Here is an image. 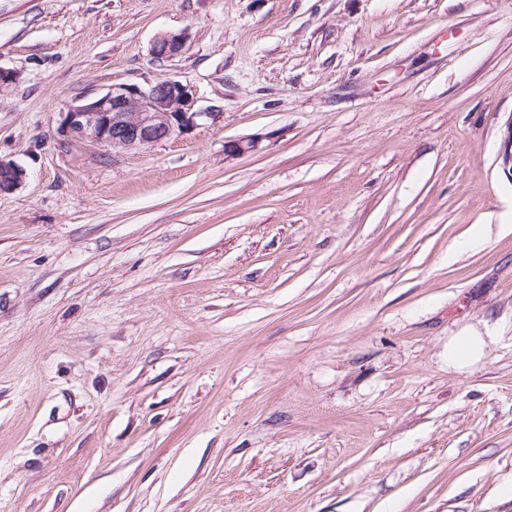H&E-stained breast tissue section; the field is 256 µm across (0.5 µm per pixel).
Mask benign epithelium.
I'll list each match as a JSON object with an SVG mask.
<instances>
[{
    "mask_svg": "<svg viewBox=\"0 0 512 512\" xmlns=\"http://www.w3.org/2000/svg\"><path fill=\"white\" fill-rule=\"evenodd\" d=\"M187 34H159L151 46L156 59L182 52ZM224 117L211 107L197 106L191 86L163 77L147 86L116 83L87 101L71 103L65 112L66 133L90 137L112 150H134L191 133L207 121ZM504 171L512 176V122L504 135ZM25 169L0 161V195L14 191L25 178Z\"/></svg>",
    "mask_w": 512,
    "mask_h": 512,
    "instance_id": "benign-epithelium-1",
    "label": "benign epithelium"
}]
</instances>
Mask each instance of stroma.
<instances>
[{"label":"stroma","instance_id":"1","mask_svg":"<svg viewBox=\"0 0 512 512\" xmlns=\"http://www.w3.org/2000/svg\"><path fill=\"white\" fill-rule=\"evenodd\" d=\"M0 67V512H512V0H0ZM165 76L223 120L65 133ZM186 39L185 32L161 33L153 41L151 53L156 59L173 57L182 52ZM25 175L22 166L0 161V195L14 191L23 182ZM488 349L487 340L477 332L448 341V364L465 368L480 361Z\"/></svg>","mask_w":512,"mask_h":512}]
</instances>
